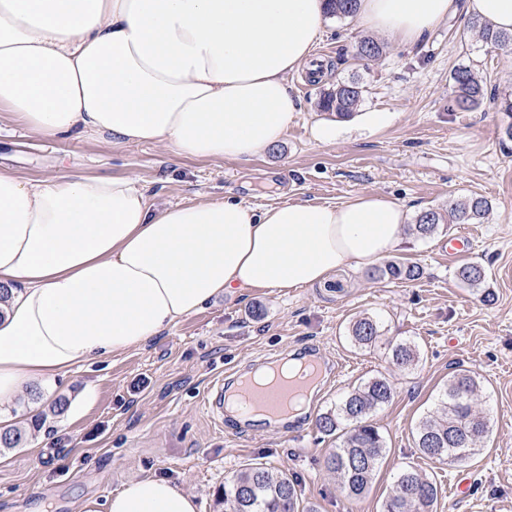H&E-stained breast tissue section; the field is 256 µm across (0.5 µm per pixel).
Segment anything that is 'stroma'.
Returning a JSON list of instances; mask_svg holds the SVG:
<instances>
[{"label":"stroma","mask_w":512,"mask_h":512,"mask_svg":"<svg viewBox=\"0 0 512 512\" xmlns=\"http://www.w3.org/2000/svg\"><path fill=\"white\" fill-rule=\"evenodd\" d=\"M470 22L458 14L413 47L388 41L382 57L359 61L354 47L366 30L352 18L331 19L315 50L328 76L315 83L306 71L289 76L302 110L277 146L248 158L178 157L162 145L97 136L50 140L0 123L1 170L28 180L132 177L148 185L159 210L208 198L256 208L339 204L359 194L404 203L415 215L470 194L490 204L484 222L471 227L469 257L442 250L459 225L427 239L404 233L392 257L422 267L418 280H375L367 269L345 268L305 288L220 298L144 346L60 376L49 397L23 391L14 404L22 416L35 405L47 408L52 397L69 403L30 431L25 445L0 454V512H79L88 501L105 512L112 493L147 475L192 494L199 512H219L225 481L257 463L297 479L300 500L317 512H381L396 476L410 466L436 479L434 512H512V141L503 136L512 118L495 99L512 88V51L484 43ZM460 66L485 83L478 108L454 103L451 74ZM351 77L364 87L361 110L386 113V123L368 132L348 120L335 142H316L312 127L328 119L316 107L321 91ZM467 260L484 268L491 301L457 278ZM366 313L382 319L386 339L417 344L414 369L400 371L383 349L349 342L350 321ZM315 349L347 371L340 384L322 383L303 427L246 432L232 419L218 424L208 416L205 403L217 385L240 370ZM459 369L480 381L476 408L488 414L490 435L470 461L439 462L420 453L415 427ZM375 376L394 386L389 404L371 416L386 452L372 486L351 500L326 466L337 439L321 433L317 420ZM459 472L471 479L472 495L452 500L448 484Z\"/></svg>","instance_id":"35a3bbf8"}]
</instances>
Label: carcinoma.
I'll return each instance as SVG.
<instances>
[{
  "label": "carcinoma",
  "instance_id": "cac0c4a2",
  "mask_svg": "<svg viewBox=\"0 0 512 512\" xmlns=\"http://www.w3.org/2000/svg\"><path fill=\"white\" fill-rule=\"evenodd\" d=\"M358 0H328L330 15L339 19L354 16ZM471 28L490 45L512 47V34L492 29L476 20ZM383 46L371 38H363L355 46L360 59H377ZM457 107L470 109L485 97V87L471 68L459 67L451 74ZM363 99V86L354 78L340 81L321 92L317 108L339 119L357 114ZM490 206L479 196L452 202L448 209L429 208L421 211L409 231L420 238L434 235L443 224H481ZM422 268L413 263L388 261L372 275L390 281L409 282L419 279ZM458 278L471 288L485 280V270L477 263L459 268ZM383 324L379 318L364 314L349 327V339L359 348L382 343ZM390 362L402 370L417 366L420 351L413 342L399 341L386 346ZM479 382L469 370L459 369L449 377L438 397L436 410L423 416L415 427V442L421 454L438 461L459 462L482 452L481 443L489 433V420L476 411L474 396ZM394 387L386 377H375L354 388L336 404V409L322 414L319 429L326 435L340 434L336 450L328 458V469L336 476L340 490L357 499L368 489L385 453V439L379 428L369 422L371 413L393 397ZM24 434L17 429L0 433V451L18 448ZM438 497L436 480L410 467L394 482L383 503L382 512H432ZM224 512H300L294 480L288 474L266 467H250L237 473L224 484Z\"/></svg>",
  "mask_w": 512,
  "mask_h": 512
}]
</instances>
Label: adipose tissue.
<instances>
[{"label": "adipose tissue", "instance_id": "obj_1", "mask_svg": "<svg viewBox=\"0 0 512 512\" xmlns=\"http://www.w3.org/2000/svg\"><path fill=\"white\" fill-rule=\"evenodd\" d=\"M466 9L512 33V0H359L362 27L418 42ZM325 0H0V112L47 137L160 143L174 155L248 158L301 104ZM406 207L235 199L150 204L132 178L0 172V429L24 389L145 345L210 301L282 292L364 268L400 243ZM106 512H198L169 480L136 477Z\"/></svg>", "mask_w": 512, "mask_h": 512}]
</instances>
